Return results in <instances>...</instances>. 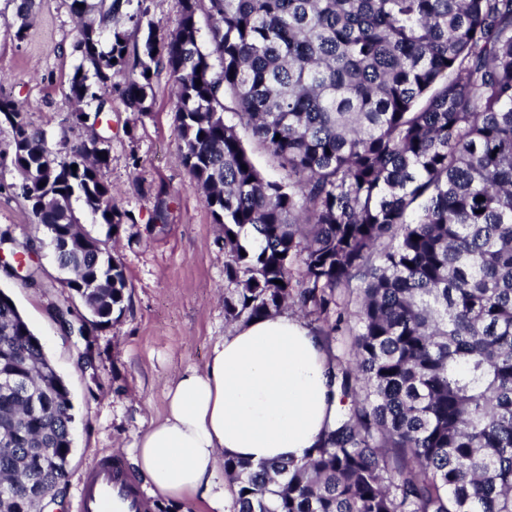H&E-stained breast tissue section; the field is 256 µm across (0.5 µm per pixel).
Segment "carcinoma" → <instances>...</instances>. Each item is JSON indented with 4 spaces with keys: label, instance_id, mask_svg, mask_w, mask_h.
Returning a JSON list of instances; mask_svg holds the SVG:
<instances>
[{
    "label": "carcinoma",
    "instance_id": "obj_1",
    "mask_svg": "<svg viewBox=\"0 0 512 512\" xmlns=\"http://www.w3.org/2000/svg\"><path fill=\"white\" fill-rule=\"evenodd\" d=\"M35 2L17 6L19 40ZM143 2L71 0L90 16L71 98L98 116L110 85L145 113L172 78L181 162L224 225L225 320L295 308L352 336L329 361L336 428L302 463L224 459V509L512 512V0H181L170 35ZM2 123L63 287L102 322L123 313L124 270L94 283L107 243H81L72 204L115 237L134 222L102 178L109 149L95 136L58 160L1 95ZM241 128L285 180L261 174ZM31 335L1 299L29 382L0 346V512L29 510L12 478L59 495L72 453L69 390Z\"/></svg>",
    "mask_w": 512,
    "mask_h": 512
}]
</instances>
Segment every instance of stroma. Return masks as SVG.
I'll return each mask as SVG.
<instances>
[{"instance_id":"obj_1","label":"stroma","mask_w":512,"mask_h":512,"mask_svg":"<svg viewBox=\"0 0 512 512\" xmlns=\"http://www.w3.org/2000/svg\"><path fill=\"white\" fill-rule=\"evenodd\" d=\"M18 26L13 0H0V91L26 101L29 123L44 132L57 158L91 134L107 138L110 162L102 176L118 206L136 217L110 243L127 278L125 310L95 328L96 367L83 369V340L66 335L57 319L65 297L55 286L56 260L45 234L34 231L27 202L11 191L19 174L11 163V131L0 126V236L32 240L29 261L43 280L38 286L0 269V290L12 297L69 388L74 444L63 512H74L86 470L106 455L135 465L139 437L165 416L174 375L203 368L230 331L224 318V227L215 223L178 158L176 97L167 75L154 84L150 112L130 111L120 93L108 89L106 110L94 126L71 125L66 118L75 109L69 81L79 63L72 52L78 24L67 0H43L24 38H16ZM162 189L169 206L160 219L155 203ZM65 299L84 312L77 295Z\"/></svg>"}]
</instances>
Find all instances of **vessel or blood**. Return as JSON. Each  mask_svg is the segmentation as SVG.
I'll return each mask as SVG.
<instances>
[{
	"label": "vessel or blood",
	"instance_id": "1",
	"mask_svg": "<svg viewBox=\"0 0 512 512\" xmlns=\"http://www.w3.org/2000/svg\"><path fill=\"white\" fill-rule=\"evenodd\" d=\"M147 504L121 460L102 457L87 470L75 512H145Z\"/></svg>",
	"mask_w": 512,
	"mask_h": 512
}]
</instances>
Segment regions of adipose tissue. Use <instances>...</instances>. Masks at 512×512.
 <instances>
[{
  "label": "adipose tissue",
  "instance_id": "adipose-tissue-1",
  "mask_svg": "<svg viewBox=\"0 0 512 512\" xmlns=\"http://www.w3.org/2000/svg\"><path fill=\"white\" fill-rule=\"evenodd\" d=\"M339 406L320 337L286 312L256 319L222 337L203 370L176 376L137 465L154 493L224 512L225 458L303 462Z\"/></svg>",
  "mask_w": 512,
  "mask_h": 512
}]
</instances>
